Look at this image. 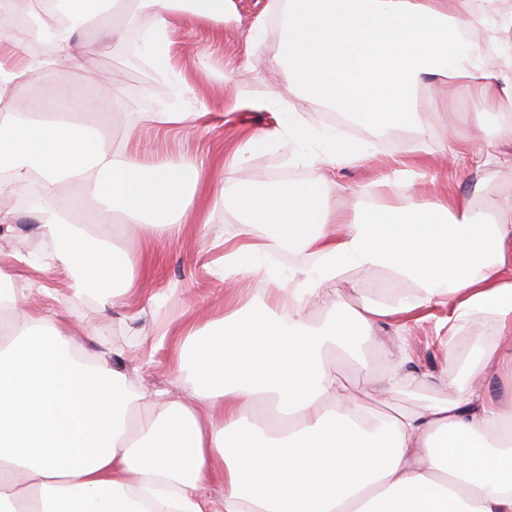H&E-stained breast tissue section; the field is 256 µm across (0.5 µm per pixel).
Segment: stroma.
Masks as SVG:
<instances>
[{
    "label": "stroma",
    "instance_id": "1",
    "mask_svg": "<svg viewBox=\"0 0 512 512\" xmlns=\"http://www.w3.org/2000/svg\"><path fill=\"white\" fill-rule=\"evenodd\" d=\"M269 2L231 0L229 19L217 35L204 24L185 25L172 32L171 65L190 85L184 101L203 114L194 129L138 126V113L153 112L169 103V73L129 51L128 35L134 30L129 20L115 22L107 16L101 23H87L75 35L76 49L102 48L92 61L98 90L108 92L119 86L125 91L126 101L116 105L106 141H124L133 152L146 147L157 158L182 160L196 169L203 186L190 205L189 222L179 238H172L164 226L146 235L116 229L112 245L148 260L147 265L134 267L130 291L109 304L78 293L74 275L60 271L56 242L38 229L41 219L35 205L13 206L0 200V207L11 208L16 216L11 230L0 232V267L17 280L44 284L45 292L35 296L41 313L53 322L81 319L85 329L75 342L86 359L106 361L136 387L191 396V378L179 365V352L188 333L206 329L231 309L216 264L224 254L225 241L235 240L241 226L233 204L241 186L263 188L290 182L319 189L330 179L336 183L337 207L350 211L361 203H376L374 182L404 161L411 170L403 176V195L432 201L452 189L473 196L487 211L512 201V166L502 162L512 154V147L485 138L481 147L488 163L484 166L470 157L452 164L440 153L446 131L436 108L444 103L452 111L470 109L474 101L465 87L439 81L420 90L427 127L423 135L406 130L393 135L385 129L374 132L354 122L333 128L323 118V105L301 95H287L288 78L274 62L281 36L271 26ZM115 30L120 33L116 40L111 37ZM257 31L262 41L255 55H247V41ZM228 73L233 81L226 85L221 77ZM282 94L287 97L286 110L268 111L267 102ZM225 99L240 100L241 109L224 111L221 102ZM290 117L309 128H331L337 136L364 143L368 160L340 163L328 170L313 159L318 144L305 146L303 161L294 163L290 148L271 143L248 154L243 165L227 167L245 134L274 129ZM200 220L207 223L202 236L194 232ZM302 260L299 249L293 247L259 257L260 270L250 282L251 298L264 300ZM447 315V307L435 306L418 322L388 319L376 325V341L402 340L405 352L402 381L390 397V408L412 409L447 398L448 388L442 381L445 373H452L461 385L471 381L479 367L477 351L491 330L489 320L474 315L456 339L455 355L450 356L440 347L438 336V323Z\"/></svg>",
    "mask_w": 512,
    "mask_h": 512
}]
</instances>
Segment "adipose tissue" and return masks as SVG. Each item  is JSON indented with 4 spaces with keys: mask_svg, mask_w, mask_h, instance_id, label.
I'll return each instance as SVG.
<instances>
[{
    "mask_svg": "<svg viewBox=\"0 0 512 512\" xmlns=\"http://www.w3.org/2000/svg\"><path fill=\"white\" fill-rule=\"evenodd\" d=\"M28 0L52 31V55L28 58L20 44L0 54V96H24L33 75L63 65L84 84L96 82L88 58L75 51L77 24L102 16L106 0ZM282 26L280 60L288 91H303L373 130L417 128L414 98L431 77L465 85L476 108L448 117L441 151L460 158L476 141H458L457 127H492L512 145V44L501 42L506 19L474 0H271ZM141 51L170 64L169 31L197 22L223 28L225 0H138ZM66 13L70 24H61ZM482 28L491 53L472 46ZM323 140L324 166L358 159L362 144L323 135L294 122L249 137L236 155L276 142L298 147ZM75 188L60 197L58 187ZM401 183L376 181L381 203L353 215L328 208L314 188L299 184L241 189L237 242L224 249V281L242 298L239 310L196 335L190 353L194 398L146 394L106 363L72 347V327L55 324L30 301V285L15 286L0 268V512H512V403L489 397L479 380L416 410L376 415L399 385L394 355L383 387L363 377L343 379L326 360L336 348L359 351L387 318H402L441 301L452 311L443 341L473 315L490 314L496 340L479 351L481 367L512 374V225L451 192L433 202L388 203ZM39 190V207L60 245L63 270L79 289L108 302L129 290L142 259L104 241L72 215L101 202V224L121 213L124 223L148 218L180 231L193 193L185 166L147 162L125 144L105 145L71 113L45 115L32 99L27 113H0V197ZM265 232L254 236V225ZM300 247L313 264L299 266L264 304L247 298L254 257ZM382 268L388 297L354 307L335 301L346 269ZM313 304L326 318L311 324ZM152 407L136 424L137 402ZM222 487L213 495V487Z\"/></svg>",
    "mask_w": 512,
    "mask_h": 512,
    "instance_id": "ef3b65f1",
    "label": "adipose tissue"
}]
</instances>
